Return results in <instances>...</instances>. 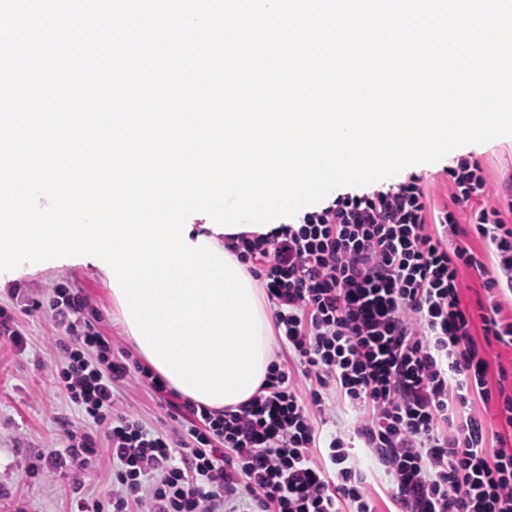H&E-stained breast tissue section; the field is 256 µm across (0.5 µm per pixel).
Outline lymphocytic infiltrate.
<instances>
[{"label": "lymphocytic infiltrate", "mask_w": 512, "mask_h": 512, "mask_svg": "<svg viewBox=\"0 0 512 512\" xmlns=\"http://www.w3.org/2000/svg\"><path fill=\"white\" fill-rule=\"evenodd\" d=\"M443 174V197L413 175L338 195L269 233L227 237L261 280L285 352L233 409L170 399L90 321L89 295L56 290L49 311L66 336L55 380L87 424L60 420L66 446L40 471L88 467L102 452L112 461L107 500L78 494L69 512H512V394L505 431L473 409L492 398L485 341L512 349L495 300L512 293V199H492L478 161ZM468 270L493 297L477 316L460 295ZM133 383L156 394L170 430L119 409L117 391ZM341 407L355 414L354 441L329 428ZM356 445L370 471L354 465Z\"/></svg>", "instance_id": "lymphocytic-infiltrate-1"}]
</instances>
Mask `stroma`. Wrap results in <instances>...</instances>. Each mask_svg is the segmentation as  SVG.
<instances>
[{
	"instance_id": "1",
	"label": "stroma",
	"mask_w": 512,
	"mask_h": 512,
	"mask_svg": "<svg viewBox=\"0 0 512 512\" xmlns=\"http://www.w3.org/2000/svg\"><path fill=\"white\" fill-rule=\"evenodd\" d=\"M470 157L483 166L491 192L504 195L512 189L511 141L494 143L471 152ZM58 287L84 290L92 299L102 334L112 340L115 349H132L113 320L108 286L96 267H49L20 279L18 293L0 292V308L17 318L29 339V348L23 353L0 339V512H67L77 480L82 481V492L90 499H106L111 491V460L105 454L87 470L74 466L48 478L34 471L41 455L64 446L58 417L78 425L83 422L77 406L55 387L51 376L61 365L53 341L63 332L48 309ZM36 301L41 304L37 310L32 307ZM119 399L122 410L138 414L150 425L170 428L171 419L150 389L124 388Z\"/></svg>"
}]
</instances>
